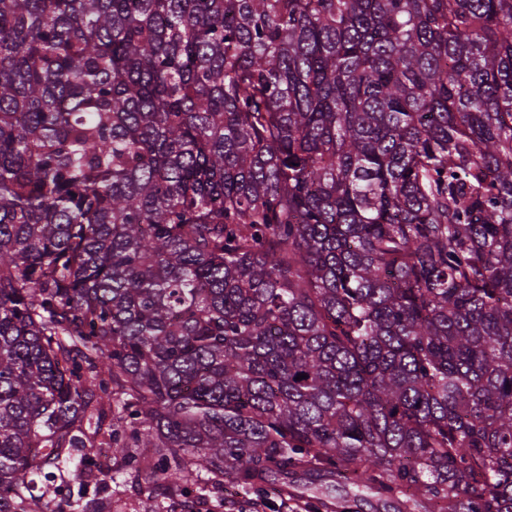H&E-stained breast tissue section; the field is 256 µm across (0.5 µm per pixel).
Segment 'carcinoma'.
<instances>
[{
    "label": "carcinoma",
    "instance_id": "obj_1",
    "mask_svg": "<svg viewBox=\"0 0 512 512\" xmlns=\"http://www.w3.org/2000/svg\"><path fill=\"white\" fill-rule=\"evenodd\" d=\"M299 470L512 512V0H0V512Z\"/></svg>",
    "mask_w": 512,
    "mask_h": 512
}]
</instances>
